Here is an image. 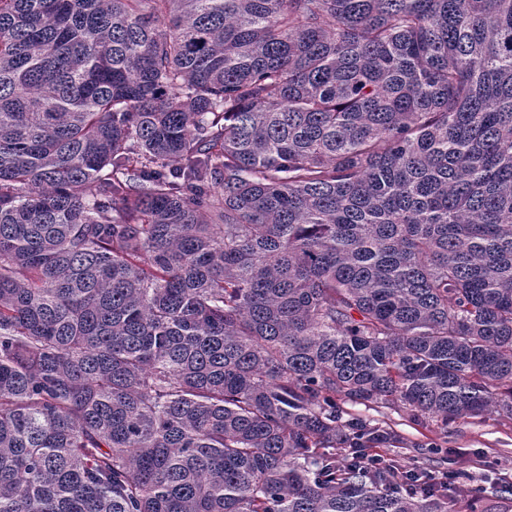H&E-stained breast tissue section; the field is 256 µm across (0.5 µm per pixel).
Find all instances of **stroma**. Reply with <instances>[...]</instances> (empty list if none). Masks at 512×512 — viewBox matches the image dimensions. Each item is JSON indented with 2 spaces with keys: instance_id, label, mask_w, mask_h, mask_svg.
Returning a JSON list of instances; mask_svg holds the SVG:
<instances>
[{
  "instance_id": "35a3bbf8",
  "label": "stroma",
  "mask_w": 512,
  "mask_h": 512,
  "mask_svg": "<svg viewBox=\"0 0 512 512\" xmlns=\"http://www.w3.org/2000/svg\"><path fill=\"white\" fill-rule=\"evenodd\" d=\"M355 414L384 421L399 435L424 447H438L462 462V476L448 496L457 512H464L473 493H481L487 512H512V495L500 491L502 481L512 482V417L489 410L476 417L449 422L447 429L423 427L410 410L401 406L365 409Z\"/></svg>"
}]
</instances>
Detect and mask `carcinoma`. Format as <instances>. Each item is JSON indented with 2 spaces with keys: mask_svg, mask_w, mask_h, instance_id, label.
Instances as JSON below:
<instances>
[{
  "mask_svg": "<svg viewBox=\"0 0 512 512\" xmlns=\"http://www.w3.org/2000/svg\"><path fill=\"white\" fill-rule=\"evenodd\" d=\"M344 404L512 415V0H0V512H451Z\"/></svg>",
  "mask_w": 512,
  "mask_h": 512,
  "instance_id": "cac0c4a2",
  "label": "carcinoma"
}]
</instances>
